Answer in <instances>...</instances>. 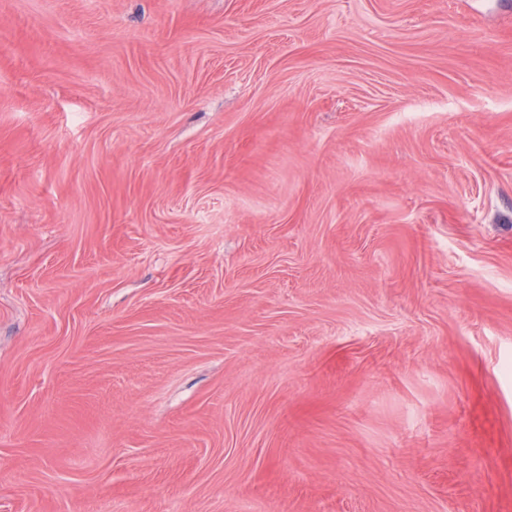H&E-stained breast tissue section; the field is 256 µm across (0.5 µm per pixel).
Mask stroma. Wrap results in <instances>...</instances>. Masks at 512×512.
Returning <instances> with one entry per match:
<instances>
[{"label": "stroma", "instance_id": "35a3bbf8", "mask_svg": "<svg viewBox=\"0 0 512 512\" xmlns=\"http://www.w3.org/2000/svg\"><path fill=\"white\" fill-rule=\"evenodd\" d=\"M0 512H512V0H0Z\"/></svg>", "mask_w": 512, "mask_h": 512}]
</instances>
